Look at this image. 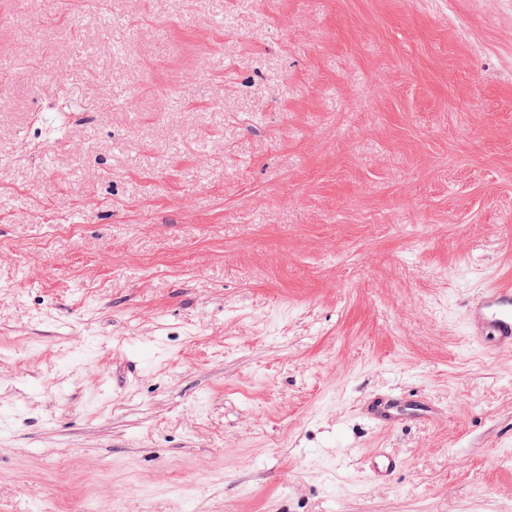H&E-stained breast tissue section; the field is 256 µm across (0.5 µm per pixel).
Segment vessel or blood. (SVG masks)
Returning <instances> with one entry per match:
<instances>
[{"instance_id": "obj_1", "label": "vessel or blood", "mask_w": 512, "mask_h": 512, "mask_svg": "<svg viewBox=\"0 0 512 512\" xmlns=\"http://www.w3.org/2000/svg\"><path fill=\"white\" fill-rule=\"evenodd\" d=\"M464 322L471 344L488 353L512 352V279L503 277L482 288L467 302ZM370 420L388 426L405 418H423L427 409L401 405L399 396L370 402L366 407ZM397 461L385 453L371 457L367 473L371 480L384 481L397 470Z\"/></svg>"}]
</instances>
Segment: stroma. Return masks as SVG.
Wrapping results in <instances>:
<instances>
[{
    "mask_svg": "<svg viewBox=\"0 0 512 512\" xmlns=\"http://www.w3.org/2000/svg\"><path fill=\"white\" fill-rule=\"evenodd\" d=\"M0 158V512H512V0H0ZM464 322L471 344L488 353L512 352V280L503 277L467 302ZM401 397L390 395L384 401H372L366 407V414L370 420L388 426L404 418H423L428 415L429 410L425 408L407 405H400ZM397 461L386 453L370 457L367 473L373 481H385L397 471Z\"/></svg>",
    "mask_w": 512,
    "mask_h": 512,
    "instance_id": "35a3bbf8",
    "label": "stroma"
}]
</instances>
